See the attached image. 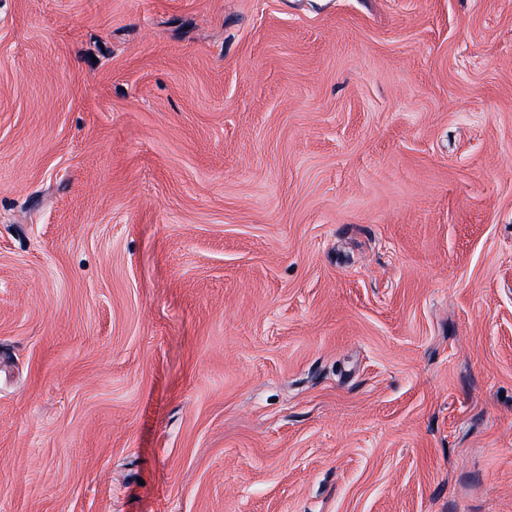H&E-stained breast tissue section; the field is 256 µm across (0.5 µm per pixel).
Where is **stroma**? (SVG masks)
I'll return each mask as SVG.
<instances>
[{
  "label": "stroma",
  "mask_w": 512,
  "mask_h": 512,
  "mask_svg": "<svg viewBox=\"0 0 512 512\" xmlns=\"http://www.w3.org/2000/svg\"><path fill=\"white\" fill-rule=\"evenodd\" d=\"M0 512H512V0H0Z\"/></svg>",
  "instance_id": "stroma-1"
}]
</instances>
